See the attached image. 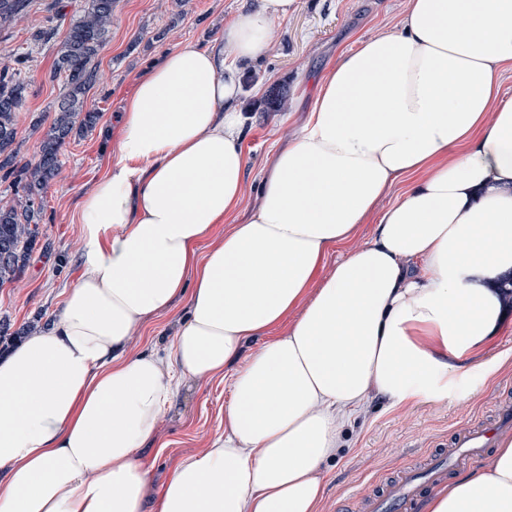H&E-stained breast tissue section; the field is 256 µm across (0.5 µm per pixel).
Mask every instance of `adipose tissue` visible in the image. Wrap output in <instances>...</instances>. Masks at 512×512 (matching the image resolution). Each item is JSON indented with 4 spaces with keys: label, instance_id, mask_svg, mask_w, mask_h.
I'll return each mask as SVG.
<instances>
[{
    "label": "adipose tissue",
    "instance_id": "obj_1",
    "mask_svg": "<svg viewBox=\"0 0 512 512\" xmlns=\"http://www.w3.org/2000/svg\"><path fill=\"white\" fill-rule=\"evenodd\" d=\"M294 4L243 0L222 43L170 51L126 100L117 156L79 204L82 273L0 359V512H316L352 413L373 395L446 398L497 330L512 0H407L398 30L327 72L257 205L212 240L244 193L245 72ZM183 298L166 353L130 351ZM219 376L223 433L150 502L161 419L182 384ZM427 510L512 512V437Z\"/></svg>",
    "mask_w": 512,
    "mask_h": 512
}]
</instances>
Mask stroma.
<instances>
[{
	"mask_svg": "<svg viewBox=\"0 0 512 512\" xmlns=\"http://www.w3.org/2000/svg\"><path fill=\"white\" fill-rule=\"evenodd\" d=\"M86 0H33L28 13L0 26V61L10 59L33 36L48 38L30 64L27 99L16 114L20 163L35 162L63 91L53 79L54 62ZM241 0H116L107 41L93 60L95 81L87 94L100 118L92 131L71 138L63 166L45 193L36 246L24 275L0 288V317L12 329L47 325L81 273L80 226L74 221L85 192L117 153L121 102L137 80L184 43L207 45L224 35V23ZM406 0H297L277 25L270 53L251 72L241 110L248 116L242 148L245 191L237 211L245 218L258 201L263 171L309 119L318 86L345 53L398 24ZM229 383L215 378L183 389L159 425V447L146 451L151 493L159 495L176 462L209 447L224 430ZM512 402V305L485 349L455 376L448 397L391 405L371 397L348 425L344 448L326 467L318 512H363L366 496L396 479L406 467L423 470L429 457L456 433L490 418L498 402Z\"/></svg>",
	"mask_w": 512,
	"mask_h": 512,
	"instance_id": "1",
	"label": "stroma"
}]
</instances>
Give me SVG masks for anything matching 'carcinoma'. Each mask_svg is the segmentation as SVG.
<instances>
[{
  "label": "carcinoma",
  "mask_w": 512,
  "mask_h": 512,
  "mask_svg": "<svg viewBox=\"0 0 512 512\" xmlns=\"http://www.w3.org/2000/svg\"><path fill=\"white\" fill-rule=\"evenodd\" d=\"M31 0H0V22L21 16ZM114 0H87L55 62L53 77L64 78L54 119L32 164L18 165L15 116L26 102L28 64L37 49L15 52L0 65V178L11 180L16 202H0V288L20 278L39 238V215L49 183L61 172V152L75 134L94 128L99 112L87 102L94 82L92 61L112 25Z\"/></svg>",
  "instance_id": "carcinoma-1"
}]
</instances>
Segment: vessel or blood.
I'll return each mask as SVG.
<instances>
[{"label":"vessel or blood","mask_w":512,"mask_h":512,"mask_svg":"<svg viewBox=\"0 0 512 512\" xmlns=\"http://www.w3.org/2000/svg\"><path fill=\"white\" fill-rule=\"evenodd\" d=\"M493 421L466 427L432 462L425 477L406 470L364 501V512H415L420 499L441 486L454 465L483 455L495 440L512 433V404L499 403Z\"/></svg>","instance_id":"1"}]
</instances>
